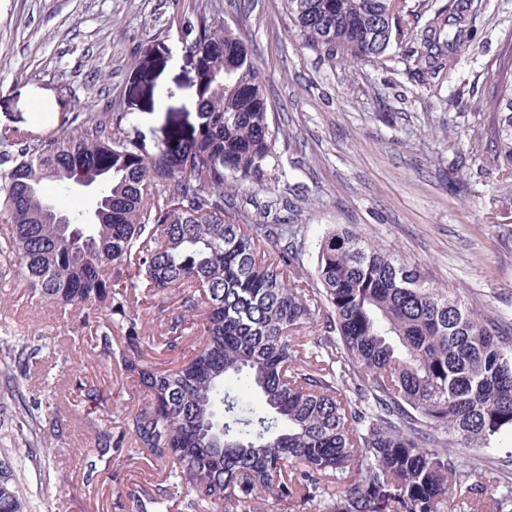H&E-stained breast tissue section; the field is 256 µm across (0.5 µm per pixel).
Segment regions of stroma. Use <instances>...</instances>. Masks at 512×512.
Here are the masks:
<instances>
[{"mask_svg":"<svg viewBox=\"0 0 512 512\" xmlns=\"http://www.w3.org/2000/svg\"><path fill=\"white\" fill-rule=\"evenodd\" d=\"M466 39L444 80L415 71L407 46L381 59L327 60L305 45L284 0H0V130L31 143L65 116L123 114L125 135L154 149L196 123L192 27L221 23L247 41L278 131L266 177L227 186L246 223L285 199L302 227V274L330 229L348 225L512 321V174L493 163L484 125L512 0H466ZM37 353L26 372L11 346ZM100 401L88 404L85 387ZM139 393L100 356L79 313L29 294L0 260V460L28 512H187L168 468L125 441L89 474L95 430L120 437Z\"/></svg>","mask_w":512,"mask_h":512,"instance_id":"35a3bbf8","label":"stroma"}]
</instances>
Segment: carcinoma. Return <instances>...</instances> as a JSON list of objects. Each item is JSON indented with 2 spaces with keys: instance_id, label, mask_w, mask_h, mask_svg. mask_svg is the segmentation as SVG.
I'll list each match as a JSON object with an SVG mask.
<instances>
[{
  "instance_id": "1",
  "label": "carcinoma",
  "mask_w": 512,
  "mask_h": 512,
  "mask_svg": "<svg viewBox=\"0 0 512 512\" xmlns=\"http://www.w3.org/2000/svg\"><path fill=\"white\" fill-rule=\"evenodd\" d=\"M304 42L330 59H380L406 37V0H286ZM463 18L432 20L412 51L438 75L464 40ZM190 49L197 129L150 152L121 132L124 116L82 112L30 144L0 131V254L30 292L85 321L104 312L95 349L121 362L141 402L126 434L169 466L190 512H266L271 501L322 502L326 512H453L480 497L470 456L512 433V322L482 314L425 269L344 227L326 233L316 287L300 280L298 225L241 224L224 187L254 183L276 163L263 80L245 40L198 26ZM512 171V45L499 65L485 130ZM92 182L94 223L72 208ZM55 208L85 240L73 247L44 214ZM138 277L172 310L146 338ZM322 322L323 333L304 330ZM121 333L123 345L112 341ZM192 358L152 369L143 348L172 354L194 336ZM98 460L118 444L100 430ZM0 512H27L13 466L0 468Z\"/></svg>"
}]
</instances>
